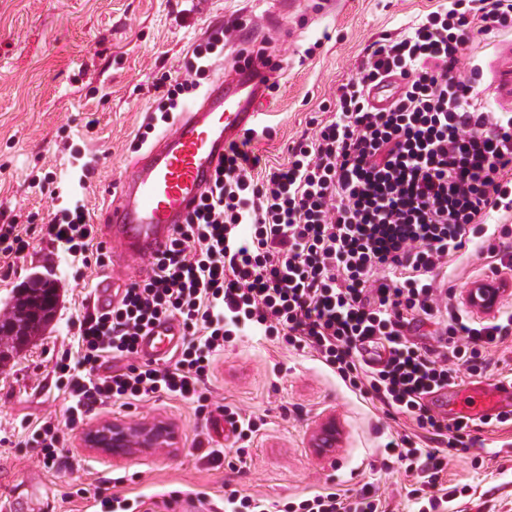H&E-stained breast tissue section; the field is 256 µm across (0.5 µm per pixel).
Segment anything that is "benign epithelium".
<instances>
[{"label": "benign epithelium", "mask_w": 512, "mask_h": 512, "mask_svg": "<svg viewBox=\"0 0 512 512\" xmlns=\"http://www.w3.org/2000/svg\"><path fill=\"white\" fill-rule=\"evenodd\" d=\"M19 318H26V314L19 309L7 308L5 318L0 319V324H6L7 328H0V337L13 335V331L18 329ZM336 434V420H327L315 435V447L324 454L329 452L336 445ZM176 439L174 424L163 419L139 423L118 419L103 421L83 435L86 447L110 452L114 457L173 448Z\"/></svg>", "instance_id": "obj_1"}]
</instances>
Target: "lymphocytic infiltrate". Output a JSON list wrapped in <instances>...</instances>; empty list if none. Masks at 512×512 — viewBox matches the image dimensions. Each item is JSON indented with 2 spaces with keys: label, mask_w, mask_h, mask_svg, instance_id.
<instances>
[{
  "label": "lymphocytic infiltrate",
  "mask_w": 512,
  "mask_h": 512,
  "mask_svg": "<svg viewBox=\"0 0 512 512\" xmlns=\"http://www.w3.org/2000/svg\"><path fill=\"white\" fill-rule=\"evenodd\" d=\"M495 30H512V0H437L400 38L369 48L334 91L329 118L289 144L287 163L262 166L252 151L269 127L229 142L211 186L146 278L109 310L79 317L78 357L59 366L65 419H46L31 438L44 463H56L65 429L96 408L162 395L204 401L225 343L248 329L316 352L351 390L413 421L426 446L403 434L386 447L436 487L470 424L434 413L427 399L460 375L491 372L490 348L512 334V225L490 221L512 211V112L482 106L479 66L466 48ZM217 48L214 38L197 44L180 75L156 80L162 110L200 87ZM385 76L401 83L390 108L378 110L365 90ZM35 234L83 265L110 263L89 210L77 204L38 227L1 224V273L13 274ZM473 252L484 261L477 286L498 291L482 317L437 278ZM162 316L177 318L185 334L170 364L137 347ZM415 321L438 325L436 345L410 336ZM377 349L386 358L375 367L366 355ZM118 358L124 366L102 374ZM282 512H378V502L330 491Z\"/></svg>",
  "instance_id": "f902f5d3"
}]
</instances>
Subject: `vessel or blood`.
<instances>
[{
    "instance_id": "obj_1",
    "label": "vessel or blood",
    "mask_w": 512,
    "mask_h": 512,
    "mask_svg": "<svg viewBox=\"0 0 512 512\" xmlns=\"http://www.w3.org/2000/svg\"><path fill=\"white\" fill-rule=\"evenodd\" d=\"M263 61L221 71L200 99L179 113L172 133L159 136L130 166L112 195L100 222L106 236L120 242L125 253L150 258L168 244L174 228L198 204L226 143L253 126L258 105L271 79ZM493 86L499 102L512 104V47L498 49L493 62ZM112 276L100 279L93 306L109 309L116 297ZM183 342L178 320L162 317L140 336L141 355L165 361ZM448 405L454 414L482 420L512 406V380L478 383L453 392ZM55 482L21 485L7 503L8 512H47Z\"/></svg>"
}]
</instances>
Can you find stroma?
<instances>
[{"label": "stroma", "mask_w": 512, "mask_h": 512, "mask_svg": "<svg viewBox=\"0 0 512 512\" xmlns=\"http://www.w3.org/2000/svg\"><path fill=\"white\" fill-rule=\"evenodd\" d=\"M275 0H0V225L14 216H46L50 177L68 186L95 161L84 203L105 208L111 190L142 153L144 132L169 125L158 110L157 74L175 73L193 47L232 29L213 59L218 74L243 55L264 53L277 69L276 89L263 102L270 137L252 149L268 164L286 162L289 143L314 131L322 102L351 77L367 47L394 39L435 0H300L287 16ZM95 115V128L85 118ZM0 280V311L34 273L52 274L60 295L54 320L9 359L0 361V503L27 478L57 482L52 512H87L100 488L142 501L151 512L161 494L180 490L206 498L202 512H224V487L286 503L328 490L377 496L384 512H418V475L405 473L385 450L392 434L411 430L379 404L349 390L312 352L283 346L273 336L243 332L225 343L206 384L211 407L153 397L96 410L67 431L62 457L46 467L27 440L44 419H62L68 398L54 365L74 344L101 272L77 258L35 243ZM232 405L262 426L237 440L218 410ZM163 418L178 430L174 447L124 459L84 447L86 428L102 420ZM340 429L336 448L318 454L314 436L327 419ZM467 451L449 457L436 512H512V420L491 419L471 430ZM214 449L229 461L210 465ZM86 497H78V488Z\"/></svg>", "instance_id": "obj_1"}]
</instances>
